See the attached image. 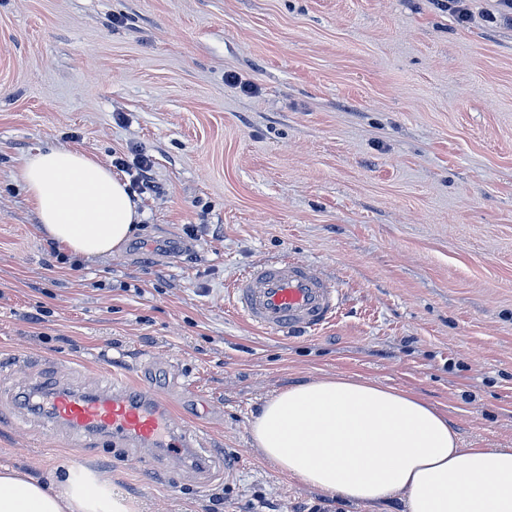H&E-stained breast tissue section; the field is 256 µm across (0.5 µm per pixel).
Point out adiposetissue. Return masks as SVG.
<instances>
[{
    "label": "adipose tissue",
    "instance_id": "ef3b65f1",
    "mask_svg": "<svg viewBox=\"0 0 512 512\" xmlns=\"http://www.w3.org/2000/svg\"><path fill=\"white\" fill-rule=\"evenodd\" d=\"M17 177L43 234L69 253H112L141 220L128 183L83 152L48 147L25 155ZM250 435L282 473L367 512L390 498L405 512H512V448L462 447L446 411L359 374L274 394ZM0 512H134V505L89 470L50 487L3 468Z\"/></svg>",
    "mask_w": 512,
    "mask_h": 512
}]
</instances>
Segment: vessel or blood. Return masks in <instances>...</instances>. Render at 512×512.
I'll return each mask as SVG.
<instances>
[{
    "label": "vessel or blood",
    "mask_w": 512,
    "mask_h": 512,
    "mask_svg": "<svg viewBox=\"0 0 512 512\" xmlns=\"http://www.w3.org/2000/svg\"><path fill=\"white\" fill-rule=\"evenodd\" d=\"M232 295L248 323L274 335L316 333L337 318L340 301L335 282L297 259L251 267L234 280ZM164 399V392L155 388L131 391L127 376L116 375L109 392L60 391L47 402L50 419L69 431L72 447H82L93 437L129 454L159 448L163 457L149 458L148 463L160 467L169 457L190 460L201 443L200 437L174 423Z\"/></svg>",
    "instance_id": "b4317fda"
}]
</instances>
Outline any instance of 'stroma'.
Returning a JSON list of instances; mask_svg holds the SVG:
<instances>
[{
	"instance_id": "stroma-1",
	"label": "stroma",
	"mask_w": 512,
	"mask_h": 512,
	"mask_svg": "<svg viewBox=\"0 0 512 512\" xmlns=\"http://www.w3.org/2000/svg\"><path fill=\"white\" fill-rule=\"evenodd\" d=\"M466 5L462 23L437 0H0V467L89 469L138 512H361L250 442L266 399L341 372L446 410L463 447L512 448V24ZM49 146L150 156L119 249L42 235L16 166ZM276 258L338 282L334 324L274 337L236 315L233 280ZM111 370L236 470L174 459V482L78 453L20 400Z\"/></svg>"
}]
</instances>
